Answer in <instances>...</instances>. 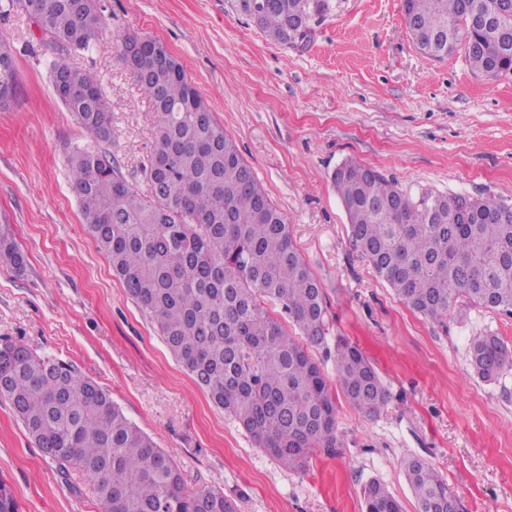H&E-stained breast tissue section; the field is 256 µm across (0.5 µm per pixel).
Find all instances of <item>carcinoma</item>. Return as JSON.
<instances>
[{
    "label": "carcinoma",
    "instance_id": "carcinoma-1",
    "mask_svg": "<svg viewBox=\"0 0 512 512\" xmlns=\"http://www.w3.org/2000/svg\"><path fill=\"white\" fill-rule=\"evenodd\" d=\"M499 0H403L415 47L441 61L458 50L488 79L512 70V9ZM268 40L309 42L332 0H233ZM101 0H0V17L23 13L59 51L50 78L66 73L78 94L63 100L85 144L69 147V185L81 223L107 256L112 273L155 323L162 342L254 444L292 472L313 453L336 454V405L320 363L305 344L327 342L325 298L297 251L284 213L241 157L232 137L181 64L150 54L120 53L156 112L143 194L126 183L95 144L112 138L99 83L66 59L89 50L105 26ZM17 67L0 45V104L16 92ZM333 186L348 217L350 240L411 309L431 321L466 303L512 315V220L487 221L490 209L512 211L511 198L423 190L411 195L355 160L340 165ZM9 225H0V264L26 266ZM470 366L480 379L512 371V342L473 337ZM344 399L367 417L389 393L352 342L334 345ZM0 398L58 474L86 476L100 512H236L217 489H190L174 461L113 401L56 358L23 342L0 343ZM403 470L416 512H458L447 480L411 457ZM364 512H403L378 480L363 488ZM0 512H20L0 479Z\"/></svg>",
    "mask_w": 512,
    "mask_h": 512
}]
</instances>
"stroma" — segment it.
I'll list each match as a JSON object with an SVG mask.
<instances>
[{
  "label": "stroma",
  "instance_id": "obj_1",
  "mask_svg": "<svg viewBox=\"0 0 512 512\" xmlns=\"http://www.w3.org/2000/svg\"><path fill=\"white\" fill-rule=\"evenodd\" d=\"M107 26L69 58L97 75L112 112L99 143L148 192L156 116L120 60L119 36L165 43L236 141L326 299L330 333L356 343L390 397L366 417L341 396L333 359L314 349L336 399L335 456L291 472L256 447L174 359L154 323L86 233L69 186L67 148L82 131L50 81L53 49L25 16L0 22L19 87L0 109V224L27 256L0 265V342L51 354L108 389L192 489L216 488L237 512H361L377 479L416 512L402 463L432 464L460 512H512V373L489 383L469 365L471 336L512 341V316L465 304L437 323L406 307L349 240L332 175L369 165L410 192L512 196V71L474 74L464 52L435 62L413 45L402 0H334L310 42L280 45L231 0H102ZM0 479L21 512H96L90 481L60 479L0 399Z\"/></svg>",
  "mask_w": 512,
  "mask_h": 512
}]
</instances>
